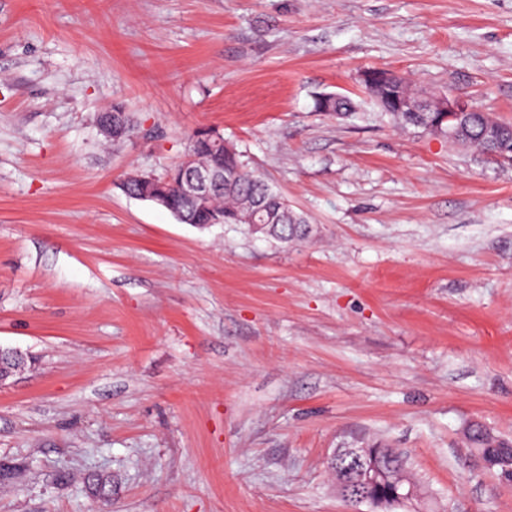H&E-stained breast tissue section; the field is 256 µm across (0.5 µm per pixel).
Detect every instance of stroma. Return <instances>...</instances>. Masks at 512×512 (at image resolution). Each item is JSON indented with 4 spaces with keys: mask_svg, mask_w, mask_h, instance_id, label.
Returning <instances> with one entry per match:
<instances>
[{
    "mask_svg": "<svg viewBox=\"0 0 512 512\" xmlns=\"http://www.w3.org/2000/svg\"><path fill=\"white\" fill-rule=\"evenodd\" d=\"M370 66L512 122V0H0V512H351L328 461L372 443L421 512H512L465 438H512V165L381 112ZM199 128L307 239L123 192ZM314 108L318 112H336V115L351 113L355 110V103L351 98L335 94L318 95ZM112 122L121 126L123 129V133L119 135L118 139L127 136L137 124L134 120V116L130 112H126L124 106L121 104L113 105L112 110L104 113L99 119V125L101 127L112 125ZM3 361L8 362L10 370L6 371ZM27 366V357L20 350L0 347V386L16 373L21 372ZM376 451L389 465L393 468H397L399 471L406 474V476L414 483V485L418 488L417 482L414 480L412 475L409 473L406 461L403 456L391 448H385L382 445H372L368 448H339L334 452L333 456L330 458L329 467L335 474L338 476V469L346 464V459L354 454V451L364 452V451ZM419 489V488H418Z\"/></svg>",
    "mask_w": 512,
    "mask_h": 512,
    "instance_id": "1",
    "label": "stroma"
}]
</instances>
